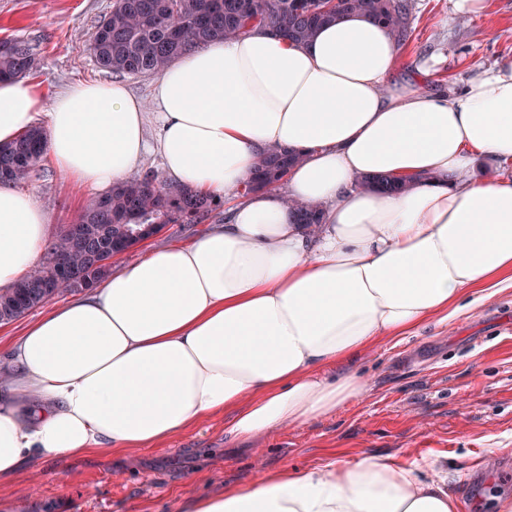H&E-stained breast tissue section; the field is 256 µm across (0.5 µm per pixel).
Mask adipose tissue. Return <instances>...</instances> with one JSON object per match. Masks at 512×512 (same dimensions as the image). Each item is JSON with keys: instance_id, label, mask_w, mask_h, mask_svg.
<instances>
[{"instance_id": "obj_1", "label": "adipose tissue", "mask_w": 512, "mask_h": 512, "mask_svg": "<svg viewBox=\"0 0 512 512\" xmlns=\"http://www.w3.org/2000/svg\"><path fill=\"white\" fill-rule=\"evenodd\" d=\"M399 62L389 29L354 11L307 43L256 29L182 53L148 103L119 81L77 82L49 103L0 81V144L42 127L55 169L98 194L150 154L217 197L259 151L300 157L287 191L253 192L206 235L115 267L26 327L0 380V480L153 448L213 415L249 439L334 414L363 393L350 366L368 350L512 288V179L474 174L483 158L512 162V57L449 93L395 80ZM365 174L403 188H355ZM294 202L322 208L316 232ZM48 239L38 201L0 185V289ZM183 510L456 512L438 482L374 456L284 468Z\"/></svg>"}]
</instances>
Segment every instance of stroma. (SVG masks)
I'll use <instances>...</instances> for the list:
<instances>
[{"label": "stroma", "instance_id": "1", "mask_svg": "<svg viewBox=\"0 0 512 512\" xmlns=\"http://www.w3.org/2000/svg\"><path fill=\"white\" fill-rule=\"evenodd\" d=\"M478 20L456 16L454 0H414L411 34L399 77L431 69V90L460 89L472 61L490 67L512 56V0H486ZM112 0H0V38L39 46L30 79L52 100L78 81L108 79L89 47ZM26 187L49 216L52 233L73 223L88 191L43 162ZM217 209L197 224H171L115 257L138 261L147 249L186 241L224 221ZM355 369L361 396L336 414L231 441L223 416L204 419L159 448L75 462H39L0 482V498L25 512H183L188 499L247 489L264 473L313 469L366 456L392 458L439 482L458 512H495L494 498L512 495V475L486 473L512 454V291L489 297L445 324H429L400 343L368 351Z\"/></svg>", "mask_w": 512, "mask_h": 512}]
</instances>
